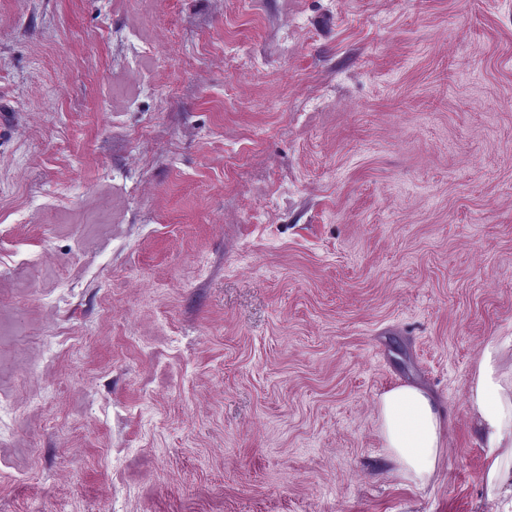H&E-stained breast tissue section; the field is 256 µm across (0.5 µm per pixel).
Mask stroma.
Here are the masks:
<instances>
[{"label": "stroma", "instance_id": "stroma-1", "mask_svg": "<svg viewBox=\"0 0 512 512\" xmlns=\"http://www.w3.org/2000/svg\"><path fill=\"white\" fill-rule=\"evenodd\" d=\"M510 335L512 0H0V512H497ZM512 337H491L470 376L468 399L477 413L483 448H488L483 490L500 512L512 511V371L503 369L504 351ZM383 450L403 481L426 486L444 456L443 416L435 399L423 388L401 385L379 399Z\"/></svg>", "mask_w": 512, "mask_h": 512}]
</instances>
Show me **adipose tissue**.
<instances>
[{"label": "adipose tissue", "mask_w": 512, "mask_h": 512, "mask_svg": "<svg viewBox=\"0 0 512 512\" xmlns=\"http://www.w3.org/2000/svg\"><path fill=\"white\" fill-rule=\"evenodd\" d=\"M512 338L491 337L470 376L468 399L477 413L478 435L488 453L483 477L487 499L499 512H512V371L502 365ZM383 450L395 474L426 486L444 456L443 416L423 388L401 385L379 399Z\"/></svg>", "instance_id": "obj_1"}]
</instances>
